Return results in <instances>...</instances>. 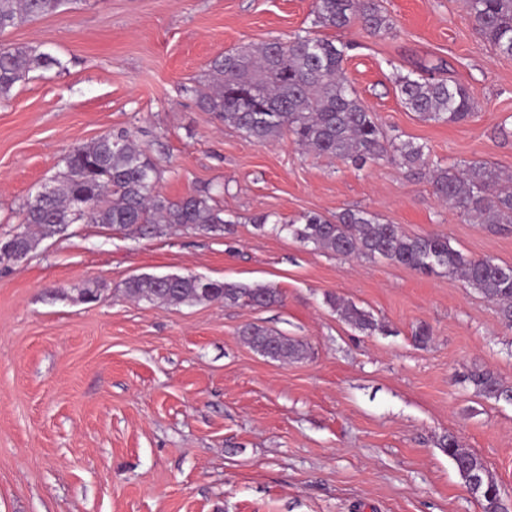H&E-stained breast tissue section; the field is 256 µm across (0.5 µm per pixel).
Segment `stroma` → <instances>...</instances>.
<instances>
[{
  "label": "stroma",
  "instance_id": "1",
  "mask_svg": "<svg viewBox=\"0 0 512 512\" xmlns=\"http://www.w3.org/2000/svg\"><path fill=\"white\" fill-rule=\"evenodd\" d=\"M394 32L318 34L352 43L346 78L386 135L430 165L483 161L512 174V57L474 29L464 0H380ZM313 0H87L0 34L58 66L0 101V238L69 148L128 132L164 169L158 190L209 192L236 217L217 236L124 237L75 224L0 268V512H482L441 448L451 435L512 493V401L476 395L475 368L512 386V327L462 279L342 257L252 219L365 209L410 236L440 234L512 264V230L465 221L426 176L258 144L200 109L194 89L224 52L313 27ZM442 68L478 103L464 123L407 111L397 74ZM141 273L266 284V308L159 305L122 296ZM103 288L85 303L76 290ZM369 311L363 332L328 297ZM256 323L309 346L273 361ZM421 324L432 342L411 340Z\"/></svg>",
  "mask_w": 512,
  "mask_h": 512
}]
</instances>
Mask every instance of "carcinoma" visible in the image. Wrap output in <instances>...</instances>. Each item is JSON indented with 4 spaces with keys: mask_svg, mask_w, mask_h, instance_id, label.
Listing matches in <instances>:
<instances>
[{
    "mask_svg": "<svg viewBox=\"0 0 512 512\" xmlns=\"http://www.w3.org/2000/svg\"><path fill=\"white\" fill-rule=\"evenodd\" d=\"M83 0H0V33L41 16L71 12ZM470 18L499 54L512 56V0H467ZM314 24L343 29L359 22L372 35L393 29L382 14L379 0H314ZM349 44L297 33L257 48H241L214 60L204 88L196 91L199 107L228 127L259 144L289 135L316 156L335 157L361 167L384 161L412 169L427 164L424 146L396 141L384 134L377 118L345 78L342 64ZM60 65L58 59L33 47L0 44V100L10 99L15 86L30 72ZM401 102L425 120L461 123L471 119L477 104L469 89L452 79L401 75L397 78ZM64 166L53 177L46 194L37 192L23 208L16 246L30 255L44 239L72 224H102L125 235L161 237L175 227L222 235L234 221L210 194H188L178 200L160 195L156 186L163 170L149 149L126 132L106 133L93 142L70 149ZM428 180L433 193L464 220L476 224H512V187L500 173L481 162L462 170L436 167ZM269 216L253 219L256 229L287 231L303 243L342 256L383 258L424 274L444 270L457 274L484 298L498 306L505 324L512 325V266L490 258H469L439 234L408 236L396 224L384 223L373 213L345 209L330 220L304 214L285 224L266 228ZM124 295L152 303L199 304L222 300L230 305L264 308L280 299L277 289L265 285L212 282L194 274L162 279L142 274L125 282ZM328 302L361 331L378 328L371 313L336 297ZM240 336L255 351L272 360L299 361L307 344L276 336L266 328L247 324ZM464 382L486 398L512 399V388L498 375L475 368ZM441 447L461 479L466 472L485 468L476 455L460 448L453 436ZM483 512H506L505 491L491 482L481 496Z\"/></svg>",
    "mask_w": 512,
    "mask_h": 512,
    "instance_id": "carcinoma-1",
    "label": "carcinoma"
}]
</instances>
